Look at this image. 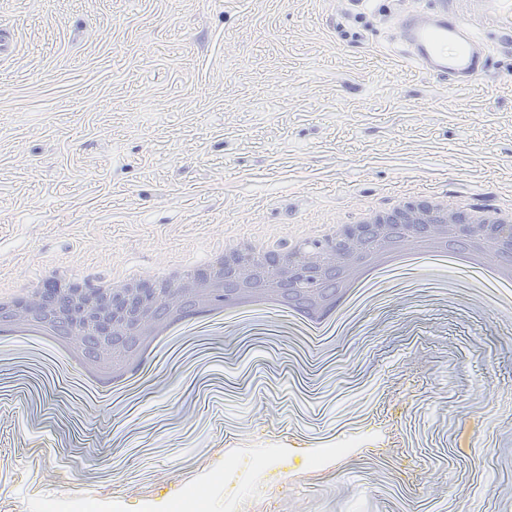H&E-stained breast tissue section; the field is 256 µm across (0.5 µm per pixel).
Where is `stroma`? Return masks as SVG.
<instances>
[{
  "label": "stroma",
  "mask_w": 512,
  "mask_h": 512,
  "mask_svg": "<svg viewBox=\"0 0 512 512\" xmlns=\"http://www.w3.org/2000/svg\"><path fill=\"white\" fill-rule=\"evenodd\" d=\"M422 0H0V284L102 276L439 193L512 202V53L431 80ZM412 277L309 335L169 336L97 410L65 357L0 335V512H512V311ZM212 492V488L207 486H201L194 495L190 496V500L183 501L181 504L177 503L171 509H169V511L166 512L208 511L207 504Z\"/></svg>",
  "instance_id": "1"
}]
</instances>
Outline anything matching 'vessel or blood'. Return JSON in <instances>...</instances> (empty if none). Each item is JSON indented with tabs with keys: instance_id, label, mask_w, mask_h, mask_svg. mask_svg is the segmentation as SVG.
Segmentation results:
<instances>
[{
	"instance_id": "1",
	"label": "vessel or blood",
	"mask_w": 512,
	"mask_h": 512,
	"mask_svg": "<svg viewBox=\"0 0 512 512\" xmlns=\"http://www.w3.org/2000/svg\"><path fill=\"white\" fill-rule=\"evenodd\" d=\"M466 2L447 0L443 10L432 8L398 16L403 52L426 76L458 83L485 76L487 52L476 26L465 17ZM482 19L495 27L500 46L511 50L512 0H495L493 9L484 11Z\"/></svg>"
}]
</instances>
